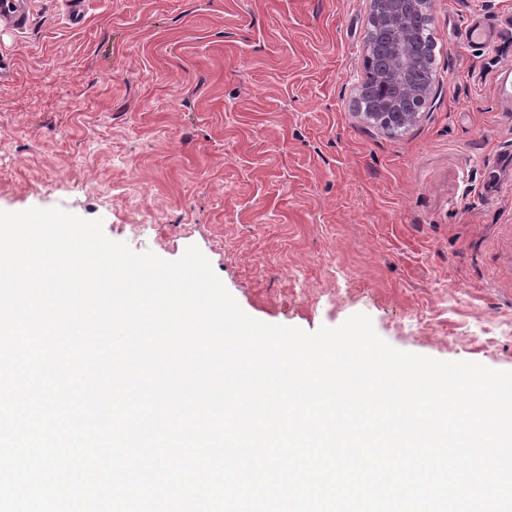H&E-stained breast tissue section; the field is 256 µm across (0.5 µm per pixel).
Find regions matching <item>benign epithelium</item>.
I'll list each match as a JSON object with an SVG mask.
<instances>
[{
  "instance_id": "1",
  "label": "benign epithelium",
  "mask_w": 512,
  "mask_h": 512,
  "mask_svg": "<svg viewBox=\"0 0 512 512\" xmlns=\"http://www.w3.org/2000/svg\"><path fill=\"white\" fill-rule=\"evenodd\" d=\"M370 4L368 30L387 37L392 61L381 79L391 84L396 94L378 104L381 111L362 112L360 117L384 131L410 127L420 118L430 94V87L411 81L418 50L412 20L430 8L431 0H370Z\"/></svg>"
}]
</instances>
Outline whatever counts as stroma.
I'll use <instances>...</instances> for the list:
<instances>
[{
  "mask_svg": "<svg viewBox=\"0 0 512 512\" xmlns=\"http://www.w3.org/2000/svg\"><path fill=\"white\" fill-rule=\"evenodd\" d=\"M370 0H31L0 29V211L200 248L253 318L370 317L393 348L512 370V0H433L436 79L365 122Z\"/></svg>",
  "mask_w": 512,
  "mask_h": 512,
  "instance_id": "stroma-1",
  "label": "stroma"
}]
</instances>
